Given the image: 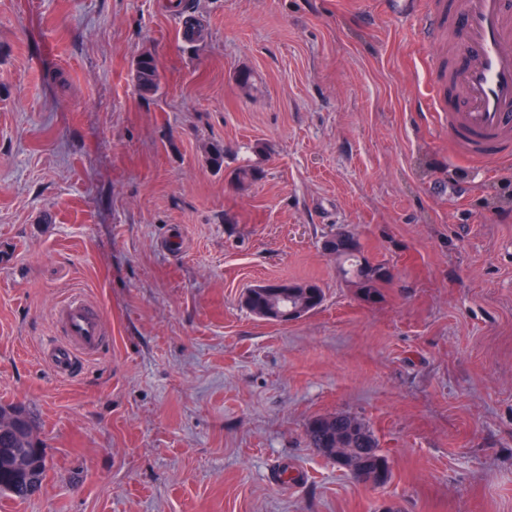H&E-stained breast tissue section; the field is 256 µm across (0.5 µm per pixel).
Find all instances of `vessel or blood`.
<instances>
[{
	"label": "vessel or blood",
	"instance_id": "b4317fda",
	"mask_svg": "<svg viewBox=\"0 0 512 512\" xmlns=\"http://www.w3.org/2000/svg\"><path fill=\"white\" fill-rule=\"evenodd\" d=\"M400 14L418 18L417 35L428 47L442 40L462 47L461 62L436 70L434 104L445 86L457 90L448 113V137L462 154L480 161L512 158V10L505 0H454L443 13L435 0H393ZM57 334L43 354L58 377L69 379L103 347L100 312L75 297L56 314Z\"/></svg>",
	"mask_w": 512,
	"mask_h": 512
}]
</instances>
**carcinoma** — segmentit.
Segmentation results:
<instances>
[{"label":"carcinoma","instance_id":"carcinoma-1","mask_svg":"<svg viewBox=\"0 0 512 512\" xmlns=\"http://www.w3.org/2000/svg\"><path fill=\"white\" fill-rule=\"evenodd\" d=\"M135 79L142 97L157 94L160 73L152 56L140 58ZM226 155L222 142L212 143L205 150L206 163L215 172L224 170ZM262 174V169L255 166H240L230 172L231 178L240 186L259 181ZM339 234L347 236L335 251L345 282L364 300L379 295L380 287L388 279V269L364 257L362 246L351 231L341 230ZM314 297L324 299L323 289L313 281H306L294 284V289L287 295L280 294L277 288H250L242 303L252 313L261 305L273 303L283 309ZM37 429L38 422L29 408L22 404H0V495L24 501L41 486L48 461L44 441ZM305 436L309 447L334 449L335 459L373 476L378 485L387 484L392 477L388 460L379 453L373 429L360 420L343 413L329 419L318 416L307 423Z\"/></svg>","mask_w":512,"mask_h":512}]
</instances>
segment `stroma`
<instances>
[{
	"label": "stroma",
	"mask_w": 512,
	"mask_h": 512,
	"mask_svg": "<svg viewBox=\"0 0 512 512\" xmlns=\"http://www.w3.org/2000/svg\"><path fill=\"white\" fill-rule=\"evenodd\" d=\"M447 56L386 0H0V404L49 461L0 512H512V163L452 154ZM214 140L262 178L212 171ZM341 229L379 296L323 253ZM302 280L298 321L242 305ZM76 295L111 346L63 380L41 346ZM334 413L390 482L309 447ZM135 79L139 93L144 98L157 94L160 88V73L155 59L144 55L137 63ZM347 239L336 246V261L346 283L355 288L363 300H369L380 294V287L388 279V269L382 264L371 263L363 255L358 238L349 230L338 231ZM273 284L275 282L265 283L256 288H249L246 291L242 303L252 315H254V310L257 307L267 305L270 302L274 303L278 308L284 309L293 303L295 304L314 297L319 298L322 302L324 300L322 288L313 281L294 283V289L288 295H281L279 292L280 290H288V288H266V286ZM320 306L314 304L312 308L304 309L301 307H292L288 310H263L260 314V320L270 322V323H290L317 310Z\"/></svg>",
	"instance_id": "stroma-1"
}]
</instances>
